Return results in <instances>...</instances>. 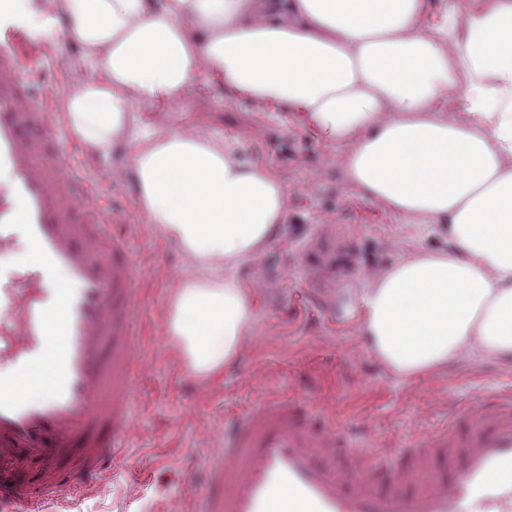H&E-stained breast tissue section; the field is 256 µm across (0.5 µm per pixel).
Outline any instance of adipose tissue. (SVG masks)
Returning a JSON list of instances; mask_svg holds the SVG:
<instances>
[{"label": "adipose tissue", "mask_w": 512, "mask_h": 512, "mask_svg": "<svg viewBox=\"0 0 512 512\" xmlns=\"http://www.w3.org/2000/svg\"><path fill=\"white\" fill-rule=\"evenodd\" d=\"M86 75L62 118L84 149L131 177L148 224L181 253L164 315L172 359L223 377L254 334L239 270L288 222L287 190L240 143L135 124L210 75L256 105L301 112L343 146L348 180L446 247L412 245L375 270L358 331L410 381L470 354L512 364V0H52Z\"/></svg>", "instance_id": "adipose-tissue-1"}]
</instances>
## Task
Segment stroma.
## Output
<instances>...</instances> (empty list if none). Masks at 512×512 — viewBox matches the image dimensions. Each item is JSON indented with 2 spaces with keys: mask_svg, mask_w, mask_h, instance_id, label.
Returning a JSON list of instances; mask_svg holds the SVG:
<instances>
[{
  "mask_svg": "<svg viewBox=\"0 0 512 512\" xmlns=\"http://www.w3.org/2000/svg\"><path fill=\"white\" fill-rule=\"evenodd\" d=\"M15 12L29 30L44 35L42 69L57 101H64L82 65L79 45L47 23L39 0H22ZM137 117L147 125L158 119L173 126L191 122L208 135L241 141L251 159L285 184L288 224L241 270L257 290L254 336L220 382H200L182 376L160 332L172 278L184 268L181 256L139 227L130 183L105 189L107 202L127 213L124 230L132 251L153 274L137 312V324L145 329L138 398L125 461L112 466L94 496L69 500L55 512H200L196 483L218 451L225 419L272 393H310L340 425L374 436L390 449L446 425L458 403L477 402L489 392L512 395V367L477 355L412 381L397 379L371 359L354 313L364 272L402 259L411 239L421 238L432 248L442 241L366 200L335 165L338 148L323 141L298 112L280 105L256 110L205 76L188 100L143 104ZM316 224L340 228L362 269L337 283L332 305L313 287L297 255Z\"/></svg>",
  "mask_w": 512,
  "mask_h": 512,
  "instance_id": "obj_1",
  "label": "stroma"
}]
</instances>
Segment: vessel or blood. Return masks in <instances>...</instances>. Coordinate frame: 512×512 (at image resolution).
Returning a JSON list of instances; mask_svg holds the SVG:
<instances>
[{
    "label": "vessel or blood",
    "mask_w": 512,
    "mask_h": 512,
    "mask_svg": "<svg viewBox=\"0 0 512 512\" xmlns=\"http://www.w3.org/2000/svg\"><path fill=\"white\" fill-rule=\"evenodd\" d=\"M36 40L0 25V255L12 227L25 233L33 268L0 283V501L46 512L93 493L123 457L137 401L141 339L133 313L147 268L106 205L101 185L78 177V152L48 94L36 93ZM335 243L315 230L302 263L334 265ZM212 461L204 512H512V397L486 394L412 440L383 465L381 444H355L334 415L273 394L235 414Z\"/></svg>",
    "instance_id": "1"
}]
</instances>
